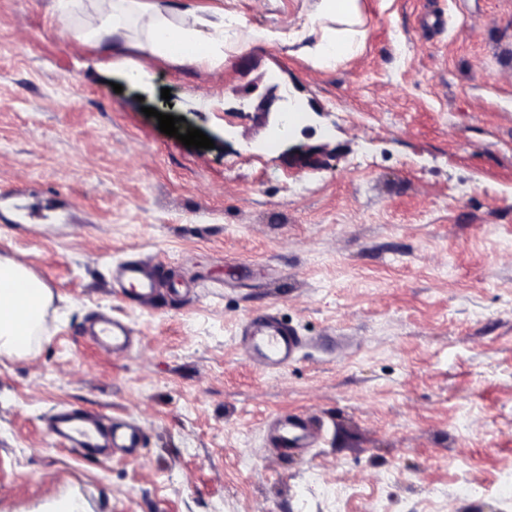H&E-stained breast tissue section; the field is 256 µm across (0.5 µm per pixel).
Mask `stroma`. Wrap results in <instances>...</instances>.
I'll return each instance as SVG.
<instances>
[{
  "instance_id": "35a3bbf8",
  "label": "stroma",
  "mask_w": 512,
  "mask_h": 512,
  "mask_svg": "<svg viewBox=\"0 0 512 512\" xmlns=\"http://www.w3.org/2000/svg\"><path fill=\"white\" fill-rule=\"evenodd\" d=\"M192 4L290 33L317 0ZM361 8V50L320 70L282 42L146 60V15L114 53L82 39L95 0H0V258L51 292L0 356V512H512V0ZM273 94L324 166L257 119ZM158 254L164 300L130 302L115 267ZM264 309L306 340L279 370L239 343ZM102 314L125 353L88 340ZM70 406L142 447L86 460L50 427Z\"/></svg>"
}]
</instances>
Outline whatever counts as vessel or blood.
<instances>
[{"label":"vessel or blood","instance_id":"1","mask_svg":"<svg viewBox=\"0 0 512 512\" xmlns=\"http://www.w3.org/2000/svg\"><path fill=\"white\" fill-rule=\"evenodd\" d=\"M155 271L165 266L161 258H153L151 263L141 260L127 262L120 272L126 280V296L147 300L156 292V280L153 274H147V267ZM250 335L256 336L255 344L246 346L249 358L259 359L267 368L287 366L290 359L299 350L302 340L288 328L281 326L271 312L253 314L247 321ZM96 340L116 350L127 349L132 338L127 326L118 320H102L99 323ZM54 434L66 447L78 450L83 457H95L104 443H112L116 448H137L142 444L143 436L133 429L112 427L109 418L103 414L68 409L57 413L54 420Z\"/></svg>","mask_w":512,"mask_h":512}]
</instances>
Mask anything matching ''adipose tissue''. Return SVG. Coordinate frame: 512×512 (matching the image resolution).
Instances as JSON below:
<instances>
[{
    "mask_svg": "<svg viewBox=\"0 0 512 512\" xmlns=\"http://www.w3.org/2000/svg\"><path fill=\"white\" fill-rule=\"evenodd\" d=\"M99 24L91 39L115 45L126 38L131 17L151 13L149 34L141 47L142 61L128 65L131 78L145 73L143 62L151 57L204 64L224 56V24L208 23L194 9L184 8L189 24H176L167 17L166 7L156 0H97ZM360 0H320L317 13L292 34L268 29L242 31L235 43L242 50L262 42L285 40L298 45L300 53L314 66L329 69L355 53L363 36ZM50 293L27 266L16 259L0 260V355H18L27 338L40 325Z\"/></svg>",
    "mask_w": 512,
    "mask_h": 512,
    "instance_id": "adipose-tissue-1",
    "label": "adipose tissue"
}]
</instances>
